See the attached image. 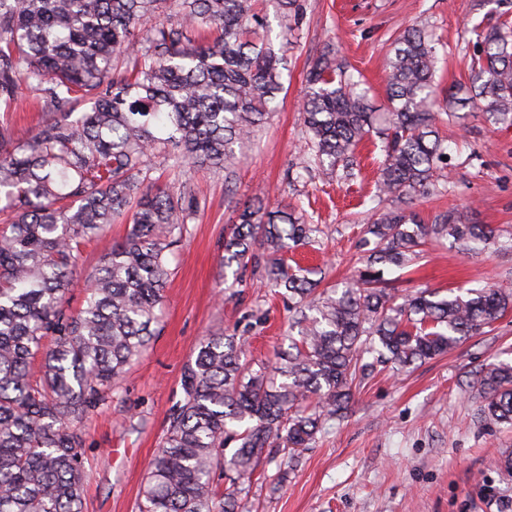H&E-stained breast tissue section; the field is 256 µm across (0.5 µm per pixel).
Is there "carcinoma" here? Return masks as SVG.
Masks as SVG:
<instances>
[{
    "label": "carcinoma",
    "mask_w": 512,
    "mask_h": 512,
    "mask_svg": "<svg viewBox=\"0 0 512 512\" xmlns=\"http://www.w3.org/2000/svg\"><path fill=\"white\" fill-rule=\"evenodd\" d=\"M264 27L255 0H0V512H84L85 422L155 334L169 257L198 212L188 168L231 183L236 148L277 110L292 28L276 49ZM437 62L425 26L406 27L386 64L381 126L325 43L307 75L297 168L352 181L359 145L381 140L382 199L362 226V266L321 290L283 259L319 242L321 225L268 206L261 189L239 207L224 268L252 267L288 301L298 337L257 359L236 336H206L184 366L137 512H237V494L219 490L224 470L252 473L273 440L308 445L346 413L355 381L450 352L512 310L509 276L446 296L418 288L400 302L385 278L432 241L467 252L499 244L495 228L456 207L429 224L414 210L448 165L438 124L460 119L452 98L443 112ZM472 88L486 122L512 124V32L484 35ZM25 89L42 115L21 139L10 113ZM159 156L183 173L174 190L150 176ZM122 216L125 236L71 309L83 247ZM478 383L481 420L512 426V363L490 364Z\"/></svg>",
    "instance_id": "cac0c4a2"
}]
</instances>
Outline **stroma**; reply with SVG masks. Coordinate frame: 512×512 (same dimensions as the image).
<instances>
[{"label": "stroma", "mask_w": 512, "mask_h": 512, "mask_svg": "<svg viewBox=\"0 0 512 512\" xmlns=\"http://www.w3.org/2000/svg\"><path fill=\"white\" fill-rule=\"evenodd\" d=\"M299 37L286 54L288 74L279 107L235 165L223 174L195 168L201 201L187 240L170 259L159 335L126 373L111 404L85 423L87 493L84 512H135L141 481L179 395L183 366L208 332L223 328L244 337L254 357L272 356L288 333L291 314L282 298L259 288L252 272L234 299H225L224 234L240 202L256 185L271 204L301 205L321 224V243L299 248L294 261L313 267L322 286L350 276L360 265L356 246L377 194L380 141L359 147L361 173L343 182L316 177L288 180L305 150L302 99L306 75L324 43L336 42L351 70L364 80L377 111L388 106L385 65L405 26L424 22L439 41L436 79L442 92L466 95L477 51L474 25L512 23V0H301ZM449 138L447 193L417 201L425 221L451 207L479 224L499 229L503 245L468 253L448 241L430 245L413 266L394 271L405 291L427 286L445 291L512 277V126H490L476 114L440 124ZM126 220L86 245L69 304L82 302L84 276L126 233ZM512 353V312L490 332L464 341L447 355L408 372H377L354 388L343 419L327 422L315 442L273 448L248 478L237 480L242 512H512V475L495 465L512 452V428L481 422L478 372L496 355ZM222 481V488H229Z\"/></svg>", "instance_id": "35a3bbf8"}]
</instances>
